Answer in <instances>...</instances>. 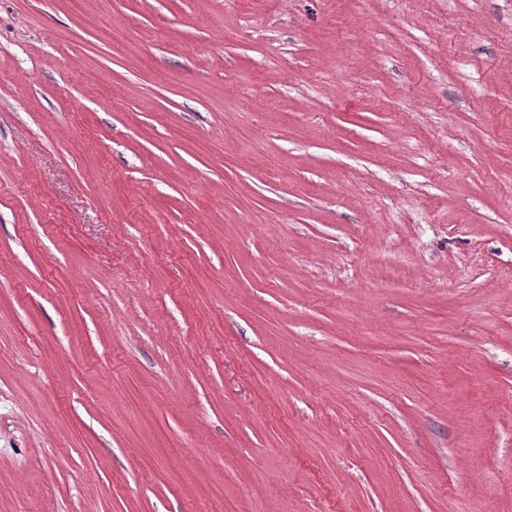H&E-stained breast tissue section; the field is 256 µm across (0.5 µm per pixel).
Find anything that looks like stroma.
<instances>
[{
	"mask_svg": "<svg viewBox=\"0 0 512 512\" xmlns=\"http://www.w3.org/2000/svg\"><path fill=\"white\" fill-rule=\"evenodd\" d=\"M512 512V0H0V512Z\"/></svg>",
	"mask_w": 512,
	"mask_h": 512,
	"instance_id": "35a3bbf8",
	"label": "stroma"
}]
</instances>
